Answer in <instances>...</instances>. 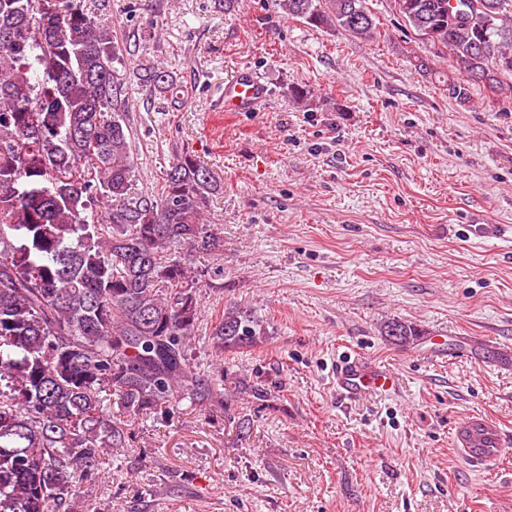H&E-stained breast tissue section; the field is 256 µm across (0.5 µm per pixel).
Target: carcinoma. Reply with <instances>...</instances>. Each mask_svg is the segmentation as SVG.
Returning <instances> with one entry per match:
<instances>
[{"mask_svg": "<svg viewBox=\"0 0 512 512\" xmlns=\"http://www.w3.org/2000/svg\"><path fill=\"white\" fill-rule=\"evenodd\" d=\"M316 28L367 39L365 0H279ZM428 53L450 58L448 95L486 89L512 106V0H395ZM102 0H0V512H66L76 484L114 448L140 441L126 417L231 409L262 383L230 376L224 356L264 342L252 312L230 306L209 329L216 357L194 369L202 271L223 247L205 223L218 185L175 155L160 192L133 190L134 157L118 97L124 55ZM140 79L162 93L153 62ZM386 335L420 332L396 320Z\"/></svg>", "mask_w": 512, "mask_h": 512, "instance_id": "obj_1", "label": "carcinoma"}]
</instances>
